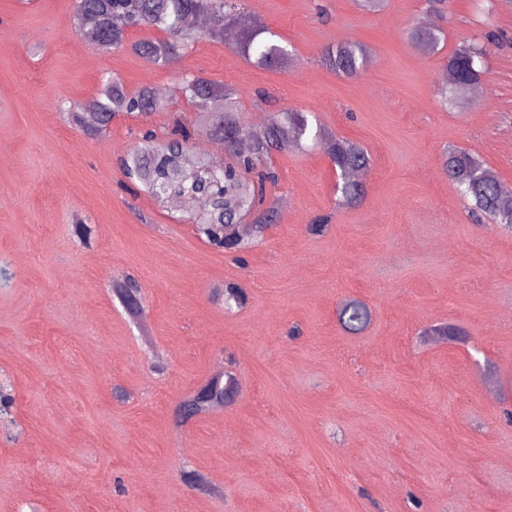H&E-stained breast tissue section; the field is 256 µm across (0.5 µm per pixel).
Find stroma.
<instances>
[{
    "mask_svg": "<svg viewBox=\"0 0 512 512\" xmlns=\"http://www.w3.org/2000/svg\"><path fill=\"white\" fill-rule=\"evenodd\" d=\"M243 2L239 27L261 22L291 65L202 40L158 67L90 48L73 0H0V512H512V231L475 222L443 169L462 148L512 187V0H448L435 53L407 38L425 0ZM490 33L478 98L443 104L449 54ZM337 44L367 47L358 76L325 66ZM184 73L235 86L247 125L267 119V90L361 144L362 203H340L320 150L273 153L280 219L241 268L179 202L128 188L139 131L193 114ZM108 75L165 109L88 137L60 103ZM126 276L136 317L113 290ZM227 282L244 307L215 299ZM347 299L371 311L357 335L336 320ZM227 371L236 401L181 420Z\"/></svg>",
    "mask_w": 512,
    "mask_h": 512,
    "instance_id": "obj_1",
    "label": "stroma"
}]
</instances>
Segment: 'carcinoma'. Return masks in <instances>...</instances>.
Returning a JSON list of instances; mask_svg holds the SVG:
<instances>
[{
    "label": "carcinoma",
    "mask_w": 512,
    "mask_h": 512,
    "mask_svg": "<svg viewBox=\"0 0 512 512\" xmlns=\"http://www.w3.org/2000/svg\"><path fill=\"white\" fill-rule=\"evenodd\" d=\"M426 2L428 14L438 23L416 22L408 38L434 53L444 38L441 23L448 21V0ZM240 9L241 0H75L73 21L78 33L91 27L90 39L103 52L128 48L156 66L167 67L200 39L224 42ZM139 26L155 27L165 37L130 41L129 29ZM235 49L246 61L266 70L281 69L293 60L292 53L262 25L242 30ZM485 54V46L472 42L448 55L446 90L453 98L478 96L483 74L478 61ZM324 60L336 73L352 77L366 64L367 51L360 45L332 46L325 50ZM180 84L195 111L192 127L178 119L162 138L145 132L121 159V166L126 177L142 183L156 200L204 201V207L188 212V220L204 243L239 258L277 223L278 211L266 196V184L275 179L269 167L274 152H299L311 146L323 151L339 170L342 202L356 206L363 199L364 187L353 174L370 166V156L359 143L312 127L307 113L292 109L273 111L263 134L255 137L240 121L236 87L194 74L181 75ZM164 107L154 89L129 93L118 79L109 77L99 95L71 105L67 115L72 124L98 138L120 113L148 115ZM199 134L224 145V172H212L205 154L187 160L192 137ZM443 166L461 195L471 201L474 215L488 216L512 230V191L503 187L489 166L461 148L448 149ZM114 287L125 299L141 294L140 284L132 277ZM245 301L238 284H224V307L241 306ZM337 318L344 330L357 333L366 326L369 311L364 303L348 300L338 307ZM238 394L234 375L226 372L182 401L180 417L187 421L221 409Z\"/></svg>",
    "instance_id": "cac0c4a2"
}]
</instances>
